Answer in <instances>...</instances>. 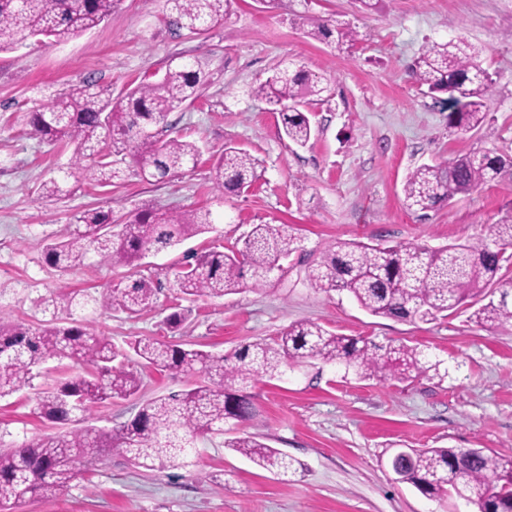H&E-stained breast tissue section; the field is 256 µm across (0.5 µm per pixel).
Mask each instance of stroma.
<instances>
[{
    "mask_svg": "<svg viewBox=\"0 0 512 512\" xmlns=\"http://www.w3.org/2000/svg\"><path fill=\"white\" fill-rule=\"evenodd\" d=\"M169 17L167 0H119L105 21L68 42L0 53V284L8 287L0 318L38 322L59 282L100 292L128 275L94 259L63 275L45 263L44 243L66 236L83 210L125 222L141 207L203 209L214 219L210 232L140 261L139 275L161 285L153 306L134 316L83 311L91 332L119 347L151 337L227 353L310 321L334 334L418 347L440 361L441 373L360 380L308 360L278 379L258 376L248 388L257 415L233 433L288 454V475L255 467L210 435L185 466L145 469L107 452L83 465L69 488L19 512H474L464 499H429L395 482L389 461L405 448L512 455V328L480 326L466 310L415 324L375 316L346 293L316 288L308 271L337 242L439 248L488 237L512 215V175L423 215L402 204L406 177L420 165L486 148L512 155V0H381L371 13L358 0H278L273 8L237 0L222 24L201 34L173 31ZM317 17L356 29L354 45L309 37L307 21ZM457 38L481 49L494 80L486 121L465 134L449 128L444 95L426 93L410 72L422 46ZM182 56L202 59L211 74L200 97L169 116L172 135L200 147L197 166L161 183L127 170L106 188L87 180L72 195L42 197V181L69 169L73 148L32 136L24 113L86 80L121 94ZM284 65L328 83L307 105L316 132L303 146L285 136L280 112L252 93ZM228 145L247 150L258 167L250 188L225 195L210 173ZM255 224L289 225L300 240L282 279L193 301L166 286V272L185 254L230 246ZM177 306L190 315L173 332L165 318ZM131 366L138 393L94 404L70 429L123 425L143 403L195 383L137 359ZM80 370L67 358L48 360L32 386L0 399V449L60 432L33 414L32 400Z\"/></svg>",
    "mask_w": 512,
    "mask_h": 512,
    "instance_id": "1",
    "label": "stroma"
}]
</instances>
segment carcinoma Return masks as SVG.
Returning a JSON list of instances; mask_svg holds the SVG:
<instances>
[{
    "label": "carcinoma",
    "mask_w": 512,
    "mask_h": 512,
    "mask_svg": "<svg viewBox=\"0 0 512 512\" xmlns=\"http://www.w3.org/2000/svg\"><path fill=\"white\" fill-rule=\"evenodd\" d=\"M119 0H0V51L14 50L43 37L61 43L89 30ZM172 23L203 32L224 20L234 0H167ZM411 74L430 93L448 94V124L461 133L480 127L487 113L484 100L493 84L480 52L463 40L421 50ZM210 74L198 60L169 66L156 82L140 83L114 100L112 91L95 82L64 90L43 110L27 116L31 134L50 143L75 145V161L62 178L40 186L45 198L71 194L90 179L112 184L120 165L130 164L144 178L165 179L196 165L199 147L166 138L168 116L197 99ZM326 87L302 70L280 68L254 89L256 97L281 112L288 139L306 144L315 131L310 97ZM512 169V159L486 149L448 163L421 165L407 176L403 202L411 212L427 211L455 196L493 182ZM256 159L236 147L212 167L215 187L239 192L255 177ZM211 212L144 209L112 229V213L87 209L76 217L67 237L45 246L46 263L60 273L82 266L89 255L112 266H131L154 251L174 248L212 228ZM512 220L496 224L487 238L430 249L417 244L392 246L341 242L324 248L310 266L309 280L326 292H347L375 316L406 322H428L473 309L472 317L490 329L512 327ZM299 250L286 224H255L242 244L216 247L185 256L172 273L170 286L193 300L221 298L248 286L259 288L284 274L283 260ZM157 288L140 277L97 295L58 285L51 299V319L33 326L0 320V398L32 384L34 368L54 358H69L83 372L34 398L33 413L52 423L70 421L91 404L125 399L138 391L139 379L126 369L129 355L105 336L91 333L77 311L89 306L138 314L149 308ZM145 364L173 375L197 376L188 390L144 403L126 425L93 433L61 431L0 451V512H15L27 502L67 489L80 473V460L106 449L125 454L146 469L185 465L200 438L226 432V423L244 424L257 414L246 392L256 376L278 378L285 368L308 359L344 367L360 379L417 378L439 363L423 360L408 345L380 346L362 336H338L315 323H295L272 343L257 341L231 353L186 349L154 338L130 344ZM262 470L287 472L290 462L276 448L251 436L224 442ZM397 460L395 481L422 495L442 499L455 495L476 512H512V456L481 448L408 449Z\"/></svg>",
    "instance_id": "obj_1"
}]
</instances>
